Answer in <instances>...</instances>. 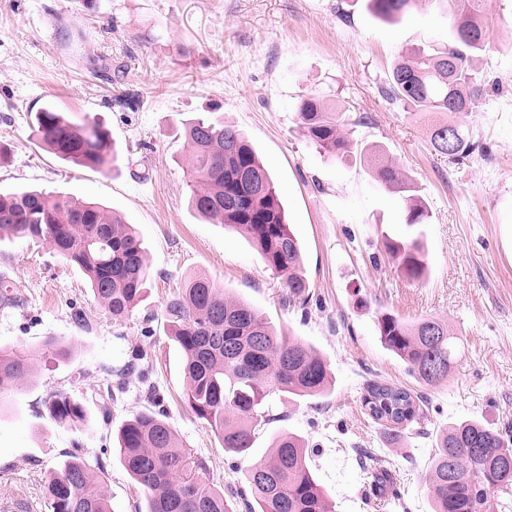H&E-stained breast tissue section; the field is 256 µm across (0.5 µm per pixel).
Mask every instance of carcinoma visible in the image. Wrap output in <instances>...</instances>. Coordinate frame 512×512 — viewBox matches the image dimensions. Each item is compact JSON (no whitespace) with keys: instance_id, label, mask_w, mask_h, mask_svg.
Wrapping results in <instances>:
<instances>
[{"instance_id":"carcinoma-1","label":"carcinoma","mask_w":512,"mask_h":512,"mask_svg":"<svg viewBox=\"0 0 512 512\" xmlns=\"http://www.w3.org/2000/svg\"><path fill=\"white\" fill-rule=\"evenodd\" d=\"M455 42L444 51L417 49L400 57L391 69L383 95L415 112H446L430 144L436 154L459 165L476 149L473 133L454 120L469 110L479 90L473 54L486 50L494 18L485 0H442ZM414 0H368L375 15L393 20ZM304 136L319 153L341 156L353 145L343 114L327 109L316 97L301 101L298 112ZM32 132L42 147L64 163L100 169L118 161L109 131L89 117H76L47 106L34 115ZM188 168L192 180L190 207L200 216L224 224L246 237L264 262L286 282L289 297L306 302L308 282L300 244L287 224L275 184L248 140L220 120L199 117L186 125ZM361 156L385 188L401 193L408 224H423L428 211L415 182L375 146ZM26 237L47 243L86 275L96 300L115 321L128 317L143 301L150 278L145 250L129 225L108 207L41 190L0 194V236ZM385 248L399 260L402 272L421 280L428 270L422 236L386 238ZM168 335L183 353L186 401L221 440L224 450L249 456L254 420L272 395L318 397L330 380V367L312 347L275 334L246 302L228 299L212 279L197 274L165 305ZM381 343L421 383L446 377L455 361L458 337L448 323L421 318L409 323L393 314L380 315ZM34 374L23 350L0 349V393L27 384ZM365 414L385 426L398 441L413 423L427 419L428 401L405 387L371 382L362 397ZM59 423L85 426L82 405L65 394L47 405ZM119 459L145 495V512H232L224 490L207 480L209 467L200 459L195 474H185L186 455L171 425L151 413L139 414L119 430ZM305 440L290 432L275 436L271 453L250 464L246 487L251 512H334L315 479ZM393 484L385 470L372 472L371 488L385 497ZM433 512H512V429L477 420L451 423L440 431L428 474ZM51 512H112L107 486L94 468L77 455L65 460L50 478Z\"/></svg>"}]
</instances>
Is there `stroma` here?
I'll return each instance as SVG.
<instances>
[{
	"label": "stroma",
	"mask_w": 512,
	"mask_h": 512,
	"mask_svg": "<svg viewBox=\"0 0 512 512\" xmlns=\"http://www.w3.org/2000/svg\"><path fill=\"white\" fill-rule=\"evenodd\" d=\"M487 9L495 22L477 61L482 90L458 117L479 148L451 165L429 144L436 115L381 93L399 56L452 44L437 0H416L392 21L366 0H0V146L9 151L0 191L42 189L117 211L151 270L144 301L116 321L48 244L0 239V347L35 364L33 382L0 394V512H49L47 482L74 453L102 463L112 512H143L116 435L135 414L159 410L216 487L240 485L251 459L290 431L314 446L308 464L335 512H432L426 477L439 431L473 419L512 425V0ZM308 96L351 116L353 151L332 160L305 138L297 112ZM49 104L102 123L117 164L91 170L42 149L31 122ZM202 112L242 132L269 171L301 245L306 305L288 302L247 239L190 208L183 124ZM375 144L415 181L430 214L424 280L402 275L383 246L408 228L401 195L358 152ZM199 273L310 345L332 372L323 396L267 398L247 459L225 452L187 405L183 356L167 335V299ZM382 312L447 322L459 357L446 379L425 387L408 374L379 341ZM51 341L65 355L45 352ZM372 381L424 392L430 404L399 444L362 408ZM58 392L83 404L87 427L49 416L44 402ZM360 448L392 472L397 498L369 497Z\"/></svg>",
	"instance_id": "stroma-1"
}]
</instances>
